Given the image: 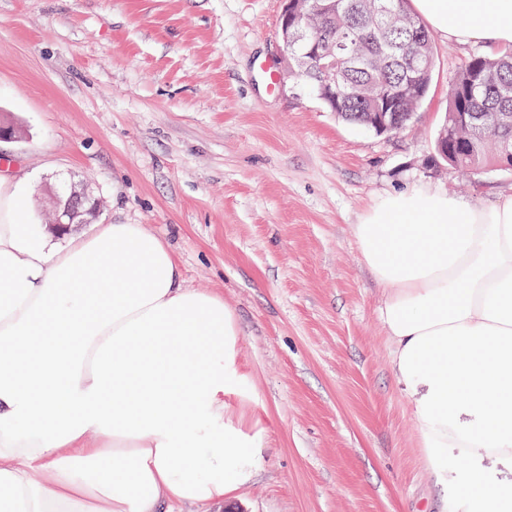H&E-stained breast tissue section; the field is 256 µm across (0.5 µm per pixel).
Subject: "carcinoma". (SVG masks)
Segmentation results:
<instances>
[{"instance_id":"cac0c4a2","label":"carcinoma","mask_w":512,"mask_h":512,"mask_svg":"<svg viewBox=\"0 0 512 512\" xmlns=\"http://www.w3.org/2000/svg\"><path fill=\"white\" fill-rule=\"evenodd\" d=\"M336 54V80L311 67L298 80L308 84L328 110L362 125L368 112L415 114L427 96L434 61L433 36L408 0H314L306 38L293 49L306 55L313 42ZM488 112L486 127L462 130L456 113ZM465 137V150L455 140ZM512 153V53H474L462 62L448 96V166L464 173L500 167Z\"/></svg>"}]
</instances>
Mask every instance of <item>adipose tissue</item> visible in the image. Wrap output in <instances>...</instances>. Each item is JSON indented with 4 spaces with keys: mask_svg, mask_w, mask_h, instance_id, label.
Here are the masks:
<instances>
[{
    "mask_svg": "<svg viewBox=\"0 0 512 512\" xmlns=\"http://www.w3.org/2000/svg\"><path fill=\"white\" fill-rule=\"evenodd\" d=\"M432 31L512 44V0H412ZM0 173V512L234 503L263 457L241 330L141 224L62 248ZM397 387L448 512H512V195L382 198L355 229ZM455 467L454 482L444 473Z\"/></svg>",
    "mask_w": 512,
    "mask_h": 512,
    "instance_id": "adipose-tissue-1",
    "label": "adipose tissue"
}]
</instances>
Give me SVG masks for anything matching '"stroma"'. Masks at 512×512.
<instances>
[{
  "mask_svg": "<svg viewBox=\"0 0 512 512\" xmlns=\"http://www.w3.org/2000/svg\"><path fill=\"white\" fill-rule=\"evenodd\" d=\"M282 0H0V159L42 221L65 183L101 224H142L189 287L242 330L249 404L268 410L235 512H437L408 399L388 365L380 289L355 226L387 194L480 208L512 172L435 163L460 63L487 44L434 37L429 96L400 132L339 121L299 80L270 85Z\"/></svg>",
  "mask_w": 512,
  "mask_h": 512,
  "instance_id": "stroma-1",
  "label": "stroma"
}]
</instances>
